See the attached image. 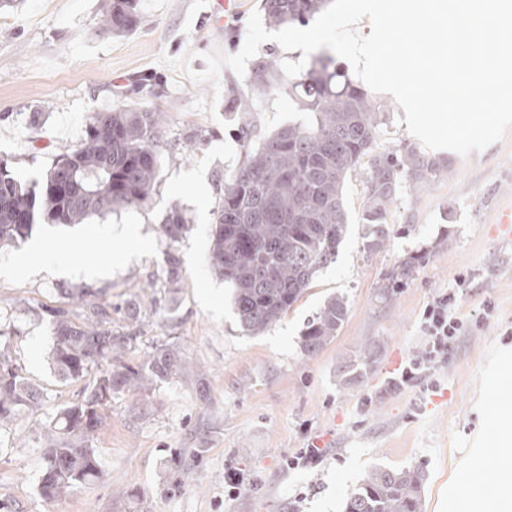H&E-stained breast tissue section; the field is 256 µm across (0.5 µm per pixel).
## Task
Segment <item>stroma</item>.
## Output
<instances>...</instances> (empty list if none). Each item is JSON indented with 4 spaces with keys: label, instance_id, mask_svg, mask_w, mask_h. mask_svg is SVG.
<instances>
[{
    "label": "stroma",
    "instance_id": "1",
    "mask_svg": "<svg viewBox=\"0 0 512 512\" xmlns=\"http://www.w3.org/2000/svg\"><path fill=\"white\" fill-rule=\"evenodd\" d=\"M216 0H139V26L116 36L97 31L107 0H23L0 13V161L23 180L44 173L75 147L90 115L130 107L165 114L168 147L161 153L150 202L69 225L36 224L33 240L54 252L39 263L28 244L0 251V341L43 401L0 427V503L13 512H341L376 466L416 468L424 475L423 512H459L452 492L470 466L495 480L493 441L512 428V413L495 384L512 371V237L494 224L512 204V128L485 150L450 153V172L415 192L402 189L388 214L389 239L365 252L361 220L364 174L349 178V232L335 263L319 271L302 298L264 333L242 331L233 288L208 262L209 229L218 204L217 179L243 160L236 104L264 137L306 122L288 91L256 92L247 78L223 69L218 82H194L158 63L160 55L241 50L250 15L261 0H243L236 18L222 19ZM160 79L159 94L133 92L143 76ZM41 113L40 125L31 122ZM196 134L193 148L185 138ZM191 227L178 242L160 224L172 205ZM136 227L140 245L120 228ZM124 259L105 267L108 254ZM425 260L405 284L388 279L411 255ZM182 281L168 295V256ZM93 289L111 305L112 328L137 335L133 364L157 338L178 341L204 381L187 375L147 394L113 397L110 419L92 442L104 471L91 492L59 504L37 494L44 450L39 433L74 402L82 383L61 381L47 361L53 330L46 309L63 306L68 288ZM453 292L468 321L434 372L436 389L393 387L401 366L420 355L422 308ZM345 295L348 316L336 339L308 358L301 333L327 296ZM374 341L366 357V341ZM358 367L344 376L348 364ZM327 448L325 461L301 472L283 461L308 443ZM185 448L199 461L176 462ZM242 469L249 483L224 489V471Z\"/></svg>",
    "mask_w": 512,
    "mask_h": 512
}]
</instances>
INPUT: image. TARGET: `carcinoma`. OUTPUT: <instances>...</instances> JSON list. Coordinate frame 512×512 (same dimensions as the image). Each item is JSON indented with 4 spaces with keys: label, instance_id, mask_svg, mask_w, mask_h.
<instances>
[{
    "label": "carcinoma",
    "instance_id": "carcinoma-1",
    "mask_svg": "<svg viewBox=\"0 0 512 512\" xmlns=\"http://www.w3.org/2000/svg\"><path fill=\"white\" fill-rule=\"evenodd\" d=\"M331 0H262L271 26L304 25ZM140 22L137 0H109L97 22L101 33L124 34ZM336 61L311 59L292 86L306 124H293L250 147L239 166L217 185L220 194L209 231V263L232 284L233 307L241 329L257 335L277 323L303 296L316 274L336 261L349 230L344 195L348 176L366 163L362 208L364 250L381 249L389 238L387 216L401 185L421 190L449 172V161L411 145L376 151L386 115L369 94L346 79L336 85ZM250 84L259 92L283 87L273 55L255 61ZM166 146L164 117L157 109L128 108L90 116L80 144L57 156L42 178L22 184L0 163V246L27 239L35 224H78L141 207L159 177ZM165 238L178 241L189 219L178 205L161 224ZM421 255L403 260L389 277L398 288ZM166 282H181L179 260L167 258ZM68 304L91 305L90 288H69ZM79 320L65 308H49L53 342L47 361L63 381H79L95 368L98 376L80 399L60 408L42 428L45 465L38 495L48 503L88 491L102 477L91 442L107 423L112 397L148 393L157 384L189 371L183 349L161 341L135 364L122 361L137 337L112 332V316L92 305ZM348 314L343 295L326 298L306 323L299 347L306 357L337 337ZM40 388L23 377L7 347L0 346V423L37 407ZM424 475L417 469L375 467L348 496L343 512H422Z\"/></svg>",
    "mask_w": 512,
    "mask_h": 512
}]
</instances>
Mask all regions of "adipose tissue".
<instances>
[{
    "label": "adipose tissue",
    "instance_id": "obj_1",
    "mask_svg": "<svg viewBox=\"0 0 512 512\" xmlns=\"http://www.w3.org/2000/svg\"><path fill=\"white\" fill-rule=\"evenodd\" d=\"M498 477L486 480L477 468H470L461 495L468 512H512V440L502 439L496 453Z\"/></svg>",
    "mask_w": 512,
    "mask_h": 512
}]
</instances>
